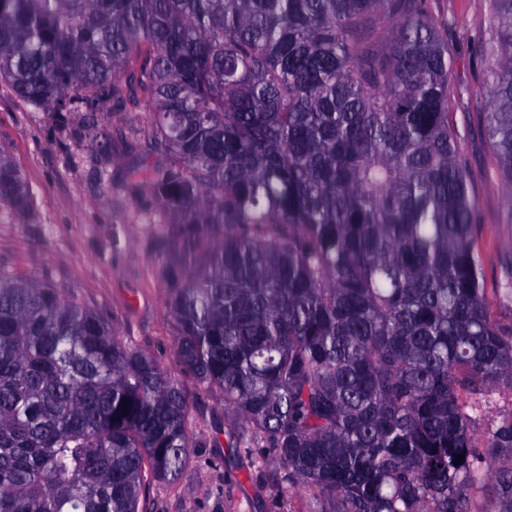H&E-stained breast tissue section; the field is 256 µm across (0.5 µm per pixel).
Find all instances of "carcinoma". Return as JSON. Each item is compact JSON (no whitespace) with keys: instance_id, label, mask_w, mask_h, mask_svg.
<instances>
[{"instance_id":"obj_1","label":"carcinoma","mask_w":512,"mask_h":512,"mask_svg":"<svg viewBox=\"0 0 512 512\" xmlns=\"http://www.w3.org/2000/svg\"><path fill=\"white\" fill-rule=\"evenodd\" d=\"M487 130L512 187V0H491ZM427 0H0V80L37 110L142 102L185 368L233 444L313 512H470L473 413L512 387ZM29 207L0 146V206ZM199 438L180 383L0 262V512H139ZM464 459L455 463L457 456ZM512 512V465L495 471Z\"/></svg>"}]
</instances>
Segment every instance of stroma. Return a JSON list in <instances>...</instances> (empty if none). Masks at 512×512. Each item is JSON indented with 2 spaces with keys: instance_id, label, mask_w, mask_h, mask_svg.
Segmentation results:
<instances>
[{
  "instance_id": "stroma-1",
  "label": "stroma",
  "mask_w": 512,
  "mask_h": 512,
  "mask_svg": "<svg viewBox=\"0 0 512 512\" xmlns=\"http://www.w3.org/2000/svg\"><path fill=\"white\" fill-rule=\"evenodd\" d=\"M430 10L453 53V119L476 203L474 247L482 259L489 312L495 322L512 327V192L499 175L488 137L486 70L471 54L474 43L488 36L489 0H430ZM100 125L101 137L90 142L82 115L59 122L55 113L31 108L0 83V146L32 197L29 214L0 211V261L97 312L182 385L189 422L205 445L192 449L178 481H151L140 501L147 512H311V489L281 492L280 461L268 458L258 469L230 448L235 416L225 411L221 393L200 388L178 357L177 326L166 306V259L154 247L160 226L127 189L130 170L142 181L158 161L144 136L149 113L130 106L108 114ZM485 400L474 416L473 437L487 470L471 491V512H499L494 471L512 464V447L491 444L493 430L512 419V388L489 390Z\"/></svg>"
}]
</instances>
